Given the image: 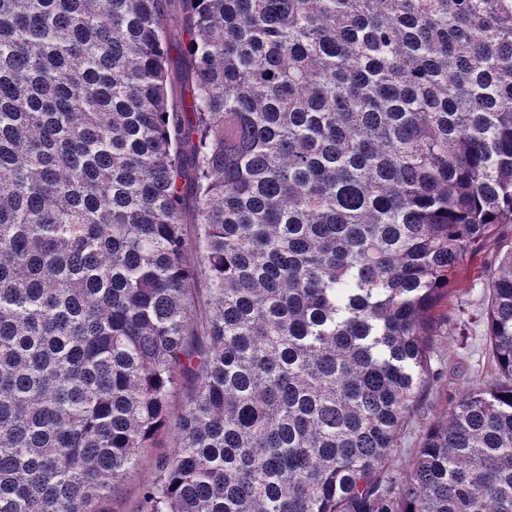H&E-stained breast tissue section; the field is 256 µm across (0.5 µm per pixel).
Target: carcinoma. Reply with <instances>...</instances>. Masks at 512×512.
Wrapping results in <instances>:
<instances>
[{
  "mask_svg": "<svg viewBox=\"0 0 512 512\" xmlns=\"http://www.w3.org/2000/svg\"><path fill=\"white\" fill-rule=\"evenodd\" d=\"M166 2L0 0V512H512V0ZM167 20L169 23V38L167 42L168 68H169V101L173 108H180L182 98L188 95L187 81L184 78L187 55L184 51L186 38L182 35L180 2L171 0L167 7ZM475 275L476 271L467 282L454 287L451 308L455 310L448 309L449 323L445 320L438 324L440 336L436 337L430 358L435 377L421 396L400 447L393 454L392 464L396 470H403L409 464L429 424L443 415L464 389L492 371L483 353L486 300ZM463 332L465 336H461ZM173 444L172 435L165 433L156 447L145 449L137 466L130 471L108 502L107 509L110 512L137 511L142 486L153 478L156 462L171 452Z\"/></svg>",
  "mask_w": 512,
  "mask_h": 512,
  "instance_id": "obj_1",
  "label": "carcinoma"
}]
</instances>
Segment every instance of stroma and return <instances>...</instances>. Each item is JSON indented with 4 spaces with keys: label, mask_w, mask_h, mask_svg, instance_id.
I'll list each match as a JSON object with an SVG mask.
<instances>
[{
    "label": "stroma",
    "mask_w": 512,
    "mask_h": 512,
    "mask_svg": "<svg viewBox=\"0 0 512 512\" xmlns=\"http://www.w3.org/2000/svg\"><path fill=\"white\" fill-rule=\"evenodd\" d=\"M167 20L169 101L172 107L177 108L187 93L184 78L187 56L184 51L179 0H169ZM485 308L486 300L478 280L471 277L457 285L450 319L439 323L438 336L431 350V366L435 377L421 396L404 438L394 452L395 469H404L409 464L429 424L443 415L464 389L491 373L492 368L483 353ZM173 444L171 434L167 433L156 447L145 449L137 466L113 494L107 505L109 512H137L142 486L153 478L157 461L170 453Z\"/></svg>",
    "instance_id": "35a3bbf8"
}]
</instances>
